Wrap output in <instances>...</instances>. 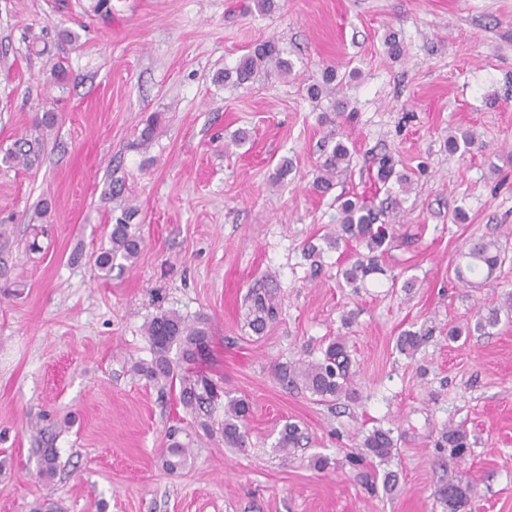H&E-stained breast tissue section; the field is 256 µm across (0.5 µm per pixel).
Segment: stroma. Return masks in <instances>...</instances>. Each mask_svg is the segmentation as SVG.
<instances>
[{
    "label": "stroma",
    "instance_id": "1",
    "mask_svg": "<svg viewBox=\"0 0 512 512\" xmlns=\"http://www.w3.org/2000/svg\"><path fill=\"white\" fill-rule=\"evenodd\" d=\"M274 2L263 14L254 0H0V512L43 499L62 512H445L437 491L461 477L472 512H512V314L474 328L512 294V0ZM268 39L290 75L218 81ZM328 67L346 107L324 123L332 100L306 88ZM462 130L474 146L449 153ZM22 138L41 145L29 167L6 159ZM339 139L350 165L317 193L322 147ZM384 154L407 191L376 181ZM347 196L399 202L385 272L358 290L344 250L306 255ZM129 207L140 252L102 274L95 259ZM474 237L503 258L480 288L455 274ZM266 284L278 316L257 335L246 298ZM168 310L207 319L203 371L250 404L243 447L135 372L151 357L145 323ZM410 327L427 339L407 356L396 338ZM337 337L354 399L280 384L278 364L321 358ZM289 421L304 438L283 454ZM451 423L471 442L457 462L436 445ZM379 427L396 446L367 468L397 473L389 495L346 461ZM175 445L186 462L172 472ZM43 448L58 456L50 480Z\"/></svg>",
    "mask_w": 512,
    "mask_h": 512
}]
</instances>
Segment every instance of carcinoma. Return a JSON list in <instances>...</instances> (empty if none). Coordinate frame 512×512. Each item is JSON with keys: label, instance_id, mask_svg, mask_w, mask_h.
<instances>
[{"label": "carcinoma", "instance_id": "1", "mask_svg": "<svg viewBox=\"0 0 512 512\" xmlns=\"http://www.w3.org/2000/svg\"><path fill=\"white\" fill-rule=\"evenodd\" d=\"M266 65L274 66L282 75H288L292 70V63L283 57V50L279 44L274 40H265L242 56L232 71L224 73V79L233 78L237 84L242 85L251 81ZM335 80L334 71H325L321 79L308 85V97L319 100L332 95V84ZM34 154L36 150L33 145L23 140L8 154V158L27 166L32 164L31 156ZM350 156V148L342 140L325 149L320 162L322 176L314 182V189L328 191L333 178L343 170V165L350 161ZM376 180L384 187L393 182L404 187L410 182L407 175L396 171L393 158L389 155L379 159ZM132 213L133 209L130 208L116 218L109 234L111 247L102 251L96 258L97 267L107 274L111 272L117 258L130 261L139 254V237L131 231ZM392 238L387 210L363 200L346 199L339 206L336 230L326 234L324 242L330 248H337L342 242L355 245L354 259L341 269V274L348 286L362 288L370 275L383 272L379 259L387 251ZM464 258L467 259L466 270L459 269L457 274L461 281L469 284L472 280L467 274L475 276L482 273L483 280L486 281L502 263L497 244L485 238L470 241ZM510 308L512 297L507 298L502 306L493 308L482 316L478 328L496 325L500 312ZM248 309V326L256 334L262 333L278 314L272 291L265 288L252 290L248 295ZM144 333L150 345L151 359L136 365L135 372L170 390L178 389V399L182 406L195 415L201 428L206 431L213 430L210 419L213 411L221 404V393L217 391L213 379L197 370L199 361L205 359L206 352L211 350L208 322L199 319L190 324L177 312L165 311L145 324ZM424 340L425 336L420 332L405 330L397 337V348L404 353H413ZM175 347L180 352V364L173 361L170 356ZM278 375L284 383L301 386L320 402L350 399L353 396V374L350 372L349 355L345 343L339 339L327 345L323 351V358L282 365L279 367ZM249 413V404L244 399L230 398L224 403V421L221 422L219 431L225 445L233 448L243 446ZM301 439L300 427L295 423H288L280 430L276 448L286 453L298 447ZM438 447L450 449L451 459H462L464 450L469 447L466 430L460 426H448L438 441ZM393 448L395 443L391 432L375 429L364 436L362 451L350 456V462L359 466L367 456L384 461L391 457ZM56 470L55 449H43L40 475L52 478ZM474 495V487L463 478L450 482L438 490V497L447 512H471Z\"/></svg>", "mask_w": 512, "mask_h": 512}]
</instances>
